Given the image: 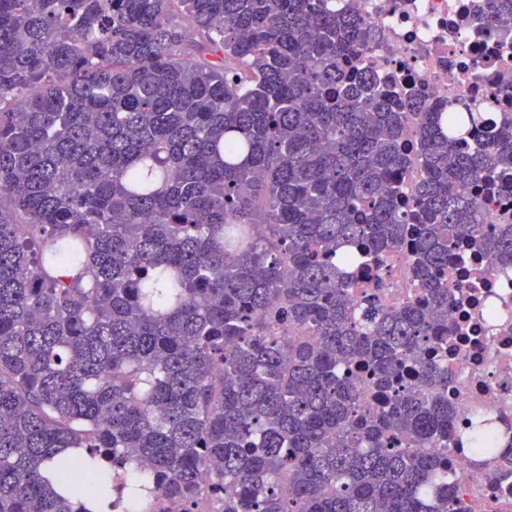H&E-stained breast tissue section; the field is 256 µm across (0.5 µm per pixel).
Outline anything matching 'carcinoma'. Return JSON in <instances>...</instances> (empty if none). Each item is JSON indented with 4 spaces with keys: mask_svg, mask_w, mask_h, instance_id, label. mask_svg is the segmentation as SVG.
I'll list each match as a JSON object with an SVG mask.
<instances>
[{
    "mask_svg": "<svg viewBox=\"0 0 512 512\" xmlns=\"http://www.w3.org/2000/svg\"><path fill=\"white\" fill-rule=\"evenodd\" d=\"M372 37L332 0H0V512H457L432 354L459 236L512 271L460 189L512 121L406 111ZM406 244L421 300L353 295L351 250Z\"/></svg>",
    "mask_w": 512,
    "mask_h": 512,
    "instance_id": "obj_1",
    "label": "carcinoma"
}]
</instances>
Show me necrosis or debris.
Here are the masks:
<instances>
[{
	"instance_id": "obj_1",
	"label": "necrosis or debris",
	"mask_w": 512,
	"mask_h": 512,
	"mask_svg": "<svg viewBox=\"0 0 512 512\" xmlns=\"http://www.w3.org/2000/svg\"><path fill=\"white\" fill-rule=\"evenodd\" d=\"M479 0H338L356 8L375 27L366 62L400 103L420 100L452 112L480 105L497 118L512 119V95L502 94L512 80V34L494 32L476 18ZM384 278L383 301L397 306L415 298L405 256L384 259L378 272L352 271L363 292ZM449 281H462L450 309L462 320V335L448 339L445 361L453 374L448 400L453 427L466 433L485 417L500 424L512 440V272L490 270L476 255L450 268ZM451 474L464 512H512V479L499 480L500 461H480L474 445L448 446Z\"/></svg>"
}]
</instances>
